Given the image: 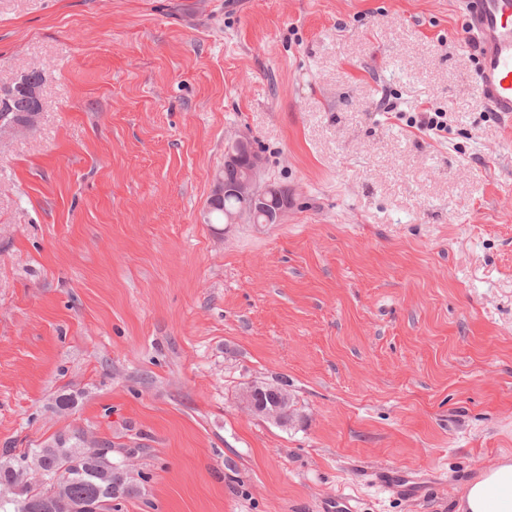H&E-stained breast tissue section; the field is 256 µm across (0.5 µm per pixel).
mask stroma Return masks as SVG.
I'll use <instances>...</instances> for the list:
<instances>
[{
	"label": "stroma",
	"instance_id": "stroma-1",
	"mask_svg": "<svg viewBox=\"0 0 512 512\" xmlns=\"http://www.w3.org/2000/svg\"><path fill=\"white\" fill-rule=\"evenodd\" d=\"M467 42L457 0H0L46 103L0 148V454L111 441L115 512H457L512 455V119ZM241 136L280 223L207 221ZM424 114H429L428 116L422 117L421 120L417 122L411 120V126H417L419 130L427 131L428 133L436 136L438 138H445L448 135V124L442 120L443 112H424ZM288 402V408L291 409L293 404H290V398H288ZM247 406L276 424L288 425V421H285L284 418L288 409L287 404L280 393L274 390L267 389L262 385L254 386L247 401Z\"/></svg>",
	"mask_w": 512,
	"mask_h": 512
}]
</instances>
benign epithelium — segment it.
I'll use <instances>...</instances> for the list:
<instances>
[{"label":"benign epithelium","mask_w":512,"mask_h":512,"mask_svg":"<svg viewBox=\"0 0 512 512\" xmlns=\"http://www.w3.org/2000/svg\"><path fill=\"white\" fill-rule=\"evenodd\" d=\"M26 95L35 102V107L27 113L15 115L4 114L0 118V148L13 140L29 134L36 128L45 112L46 105L40 88L24 85ZM261 164V157L250 139L244 137L236 140L224 154V173L216 175L212 190L214 198H235L240 207L234 212H225V223L233 224L242 215L257 219L263 215L271 222H279L282 215L293 206L290 192L277 186H270L260 192L255 187V176ZM247 406L254 412L266 416L279 425L287 424L284 414L287 404L280 393L262 385L252 389ZM14 491L26 495L22 502L24 512H54L51 493H43L28 487L23 482Z\"/></svg>","instance_id":"benign-epithelium-1"}]
</instances>
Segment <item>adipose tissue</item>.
I'll return each instance as SVG.
<instances>
[{"label": "adipose tissue", "instance_id": "ef3b65f1", "mask_svg": "<svg viewBox=\"0 0 512 512\" xmlns=\"http://www.w3.org/2000/svg\"><path fill=\"white\" fill-rule=\"evenodd\" d=\"M459 512H512V457L502 456L469 482Z\"/></svg>", "mask_w": 512, "mask_h": 512}]
</instances>
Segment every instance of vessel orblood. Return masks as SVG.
Segmentation results:
<instances>
[{
    "instance_id": "vessel-or-blood-1",
    "label": "vessel or blood",
    "mask_w": 512,
    "mask_h": 512,
    "mask_svg": "<svg viewBox=\"0 0 512 512\" xmlns=\"http://www.w3.org/2000/svg\"><path fill=\"white\" fill-rule=\"evenodd\" d=\"M480 56L483 103L512 115V0H460Z\"/></svg>"
}]
</instances>
